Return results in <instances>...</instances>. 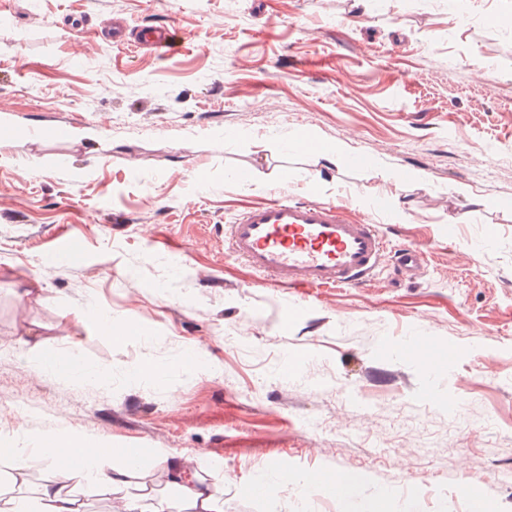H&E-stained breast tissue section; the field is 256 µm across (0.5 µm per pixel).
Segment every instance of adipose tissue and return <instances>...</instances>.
<instances>
[{"label":"adipose tissue","mask_w":512,"mask_h":512,"mask_svg":"<svg viewBox=\"0 0 512 512\" xmlns=\"http://www.w3.org/2000/svg\"><path fill=\"white\" fill-rule=\"evenodd\" d=\"M34 454L57 468L58 481L45 483L31 499L19 492L0 490V512H80L72 490L88 481L117 491L115 512H165L149 494L124 495L122 489L131 473L130 466L105 467L104 451L88 452L86 444L79 439L27 436L21 447L6 452L17 470ZM170 465L180 512H222L218 496L208 485L197 480L195 474L186 473L181 464Z\"/></svg>","instance_id":"adipose-tissue-1"}]
</instances>
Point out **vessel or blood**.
<instances>
[{"label": "vessel or blood", "instance_id": "vessel-or-blood-1", "mask_svg": "<svg viewBox=\"0 0 512 512\" xmlns=\"http://www.w3.org/2000/svg\"><path fill=\"white\" fill-rule=\"evenodd\" d=\"M142 41L155 51L173 52L185 42L174 25L144 27ZM228 252L243 260L274 288L311 290L361 288L381 266L402 277H416L424 263L420 247L389 250L374 225L353 219L344 205L274 199L249 206L224 232ZM435 337L417 331L407 336L401 355L422 363L427 378L438 379L445 363L431 358Z\"/></svg>", "mask_w": 512, "mask_h": 512}]
</instances>
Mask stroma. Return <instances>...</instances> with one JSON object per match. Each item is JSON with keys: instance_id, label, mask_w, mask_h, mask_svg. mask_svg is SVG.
Returning <instances> with one entry per match:
<instances>
[{"instance_id": "obj_1", "label": "stroma", "mask_w": 512, "mask_h": 512, "mask_svg": "<svg viewBox=\"0 0 512 512\" xmlns=\"http://www.w3.org/2000/svg\"><path fill=\"white\" fill-rule=\"evenodd\" d=\"M115 15L186 45L110 46ZM62 121L92 138H48ZM0 129V448H141L126 491L156 485L169 512L160 451L196 459L224 512H512V0H0ZM302 131L350 153L329 168L285 149ZM282 195L423 246L424 275L264 288L224 227ZM70 244L69 266L43 268ZM421 327L456 411L421 363L375 350ZM34 328L102 377L35 376ZM191 348L214 371L186 369ZM144 362L157 377L132 375ZM284 465L304 495H252ZM315 471L364 481L331 498ZM141 40L155 51L173 52L182 47L186 38L173 24L146 26L141 31Z\"/></svg>"}]
</instances>
